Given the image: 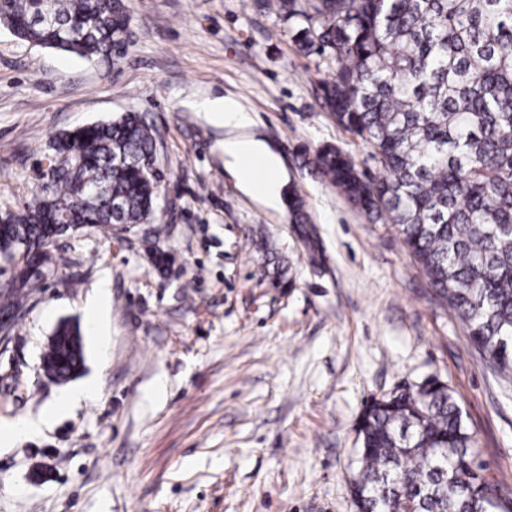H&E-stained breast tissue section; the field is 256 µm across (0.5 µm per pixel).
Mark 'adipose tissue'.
<instances>
[{
	"mask_svg": "<svg viewBox=\"0 0 512 512\" xmlns=\"http://www.w3.org/2000/svg\"><path fill=\"white\" fill-rule=\"evenodd\" d=\"M224 154L238 170L240 181L269 205H277L276 161L256 142L230 138L224 142Z\"/></svg>",
	"mask_w": 512,
	"mask_h": 512,
	"instance_id": "1",
	"label": "adipose tissue"
}]
</instances>
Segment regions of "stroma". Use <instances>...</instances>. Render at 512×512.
I'll return each instance as SVG.
<instances>
[{"label":"stroma","instance_id":"35a3bbf8","mask_svg":"<svg viewBox=\"0 0 512 512\" xmlns=\"http://www.w3.org/2000/svg\"><path fill=\"white\" fill-rule=\"evenodd\" d=\"M117 61H85L0 30V213L32 197L53 136L126 112L158 131L159 270L146 225L88 226L50 247L52 272L0 340V512H355L348 478L372 397L436 378L452 388L490 476L512 490V380L452 311L392 224L373 221L303 165L331 144L380 174L322 110L328 59L299 50L278 0H130ZM229 98L235 128L200 104ZM277 158L279 206L239 182L230 137ZM299 194L318 242L291 222ZM282 263L285 285L261 278ZM111 291L106 341L86 304ZM79 324L85 367L48 378L41 355ZM93 384V399L60 396Z\"/></svg>","mask_w":512,"mask_h":512}]
</instances>
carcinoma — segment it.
Returning <instances> with one entry per match:
<instances>
[{
    "instance_id": "obj_1",
    "label": "carcinoma",
    "mask_w": 512,
    "mask_h": 512,
    "mask_svg": "<svg viewBox=\"0 0 512 512\" xmlns=\"http://www.w3.org/2000/svg\"><path fill=\"white\" fill-rule=\"evenodd\" d=\"M297 33L303 51L335 65L317 86L336 123L374 150L367 177L324 145L305 165L367 215L387 216L435 294L498 372L512 374V0H314ZM128 0H0V28L36 46L92 60L119 58ZM157 131L138 112L56 134L65 160L44 169L46 195L8 212L0 257L43 248L46 216L58 234L92 225L147 224L163 176ZM292 222L307 224L303 199ZM144 242L158 267L171 262ZM45 278L32 268L0 283V313L24 306ZM84 366L78 325L60 324L42 359L67 381ZM349 480L357 512H512V492L485 476L453 390L438 379L364 405Z\"/></svg>"
}]
</instances>
